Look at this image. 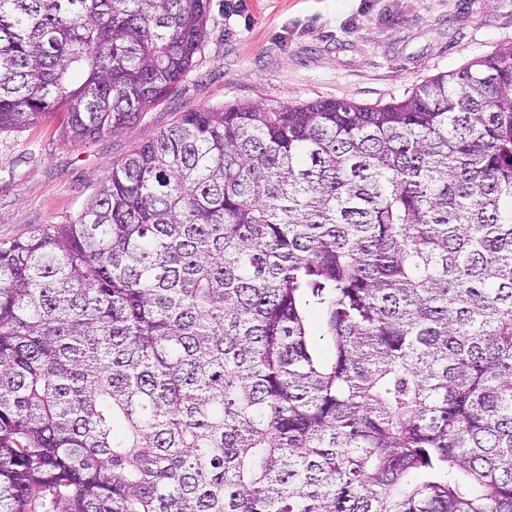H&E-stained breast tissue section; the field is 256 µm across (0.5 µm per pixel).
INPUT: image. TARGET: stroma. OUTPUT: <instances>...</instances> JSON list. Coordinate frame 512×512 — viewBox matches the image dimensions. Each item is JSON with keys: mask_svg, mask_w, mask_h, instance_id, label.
Segmentation results:
<instances>
[{"mask_svg": "<svg viewBox=\"0 0 512 512\" xmlns=\"http://www.w3.org/2000/svg\"><path fill=\"white\" fill-rule=\"evenodd\" d=\"M209 15L197 65L121 132L70 143L59 112L0 131V241L76 216L113 162L188 109L399 101L512 43V0H210Z\"/></svg>", "mask_w": 512, "mask_h": 512, "instance_id": "stroma-1", "label": "stroma"}]
</instances>
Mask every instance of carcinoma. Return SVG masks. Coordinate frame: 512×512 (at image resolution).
<instances>
[{
	"mask_svg": "<svg viewBox=\"0 0 512 512\" xmlns=\"http://www.w3.org/2000/svg\"><path fill=\"white\" fill-rule=\"evenodd\" d=\"M209 6L0 0V131L120 132ZM0 512H512V44L191 108L1 242Z\"/></svg>",
	"mask_w": 512,
	"mask_h": 512,
	"instance_id": "obj_1",
	"label": "carcinoma"
}]
</instances>
